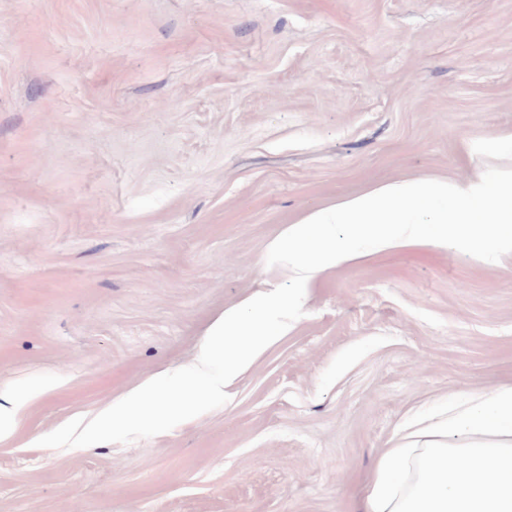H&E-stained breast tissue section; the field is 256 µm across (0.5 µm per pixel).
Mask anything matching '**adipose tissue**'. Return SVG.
I'll use <instances>...</instances> for the list:
<instances>
[{
    "instance_id": "obj_1",
    "label": "adipose tissue",
    "mask_w": 512,
    "mask_h": 512,
    "mask_svg": "<svg viewBox=\"0 0 512 512\" xmlns=\"http://www.w3.org/2000/svg\"><path fill=\"white\" fill-rule=\"evenodd\" d=\"M363 512H512V386L400 423Z\"/></svg>"
}]
</instances>
